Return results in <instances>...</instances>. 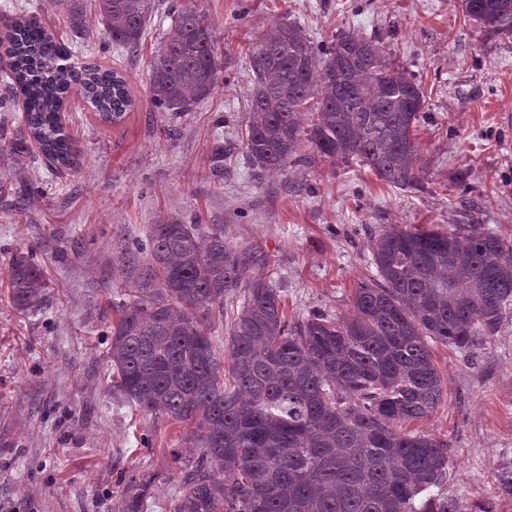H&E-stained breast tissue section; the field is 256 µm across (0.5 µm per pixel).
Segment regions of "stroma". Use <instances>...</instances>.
Segmentation results:
<instances>
[{
    "instance_id": "obj_1",
    "label": "stroma",
    "mask_w": 512,
    "mask_h": 512,
    "mask_svg": "<svg viewBox=\"0 0 512 512\" xmlns=\"http://www.w3.org/2000/svg\"><path fill=\"white\" fill-rule=\"evenodd\" d=\"M212 19L223 69L216 92L174 117L151 107L150 60L172 16L158 4L140 50L113 46L95 0H0V21L35 15L76 61L124 75L132 98L107 123L80 93L65 110L77 154L60 167L37 148L0 154V512H117L145 487L144 512H173L198 448L180 425L113 398L108 346L121 283L112 255L170 219L220 224L233 247L266 258L288 321L345 320L357 283L374 278L368 243L387 225L452 232L471 224L512 238V36L469 19L460 0H185ZM313 42L345 31L378 41L425 90L415 132L418 189L393 188L349 160L259 172L245 152L249 51L272 24ZM224 168H213L215 143ZM45 185L22 201L12 187ZM36 247L53 303L27 316L4 286L15 250ZM447 394L410 422L450 444L442 488L462 512H512V311L471 351L429 345Z\"/></svg>"
}]
</instances>
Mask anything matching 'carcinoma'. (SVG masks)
Segmentation results:
<instances>
[{"label": "carcinoma", "instance_id": "carcinoma-1", "mask_svg": "<svg viewBox=\"0 0 512 512\" xmlns=\"http://www.w3.org/2000/svg\"><path fill=\"white\" fill-rule=\"evenodd\" d=\"M112 44L138 49L155 0H96ZM466 15L512 35V0H462ZM172 27L151 66L150 104L173 116L218 85L206 13L173 2ZM13 63L0 112L23 101L0 141L40 145L67 166L77 153L59 112L72 87L106 122L132 105L115 70L71 62V50L29 17L7 36ZM254 82L246 152L283 170L309 142L316 156L355 159L390 186L421 174L413 132L423 88L379 42L344 33L316 44L279 23L251 52ZM373 283L355 288L346 321L322 312L288 323L283 296L260 274L262 255L224 241V226L154 224L114 258L127 300L112 308V394L188 429L199 455L173 512H459L440 492L449 444L404 425L429 417L444 380L428 344L469 349L498 334L512 309V240L480 227L467 236L389 226L370 241ZM15 309L41 312L49 296L37 248L13 253ZM241 299L225 346L211 331ZM438 492H432V489ZM146 489L117 512H143Z\"/></svg>", "mask_w": 512, "mask_h": 512}]
</instances>
